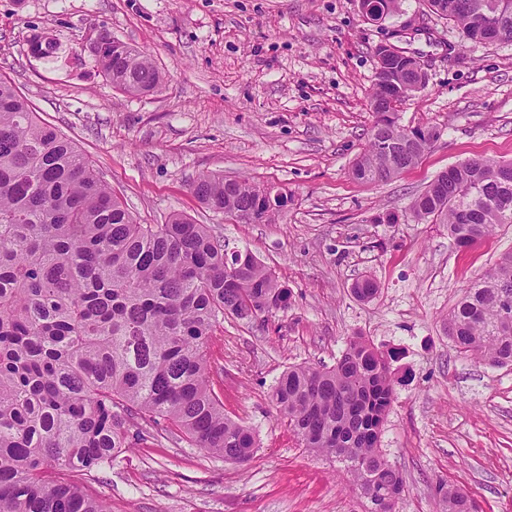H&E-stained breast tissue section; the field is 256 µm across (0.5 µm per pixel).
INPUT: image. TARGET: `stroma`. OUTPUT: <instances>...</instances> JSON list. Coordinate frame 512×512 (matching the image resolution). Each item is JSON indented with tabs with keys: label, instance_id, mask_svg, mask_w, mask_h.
<instances>
[{
	"label": "stroma",
	"instance_id": "stroma-1",
	"mask_svg": "<svg viewBox=\"0 0 512 512\" xmlns=\"http://www.w3.org/2000/svg\"><path fill=\"white\" fill-rule=\"evenodd\" d=\"M106 28L146 51L164 80L127 96L101 74L88 39ZM58 45L31 57L32 29ZM419 57L427 86L401 126L438 140L391 180L351 174L373 123L379 45ZM0 76L71 139L137 222L180 213L232 250H249L292 293L268 320L225 318L209 354L211 386L257 448L237 464L167 426L82 485L111 512H369L337 459L299 444L272 402L287 367L334 365L347 337L399 350L380 448L403 475L397 512H436L438 480L482 512H512V364L461 357L443 319L462 287L512 250V225L456 248L412 199L473 158L512 161V43L466 44L423 0L366 21L359 0H0ZM220 174L287 191L271 222L237 223L190 184ZM397 214L395 223L377 215ZM371 276L362 301L354 283Z\"/></svg>",
	"mask_w": 512,
	"mask_h": 512
}]
</instances>
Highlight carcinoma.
Here are the masks:
<instances>
[{
    "label": "carcinoma",
    "mask_w": 512,
    "mask_h": 512,
    "mask_svg": "<svg viewBox=\"0 0 512 512\" xmlns=\"http://www.w3.org/2000/svg\"><path fill=\"white\" fill-rule=\"evenodd\" d=\"M424 3L468 41L512 42V0ZM97 38L95 59L113 88L142 95L161 84L144 52L105 28ZM56 50L35 33L28 40L34 57ZM382 50L375 120L352 168L365 182L416 165L438 138L432 128L398 124L395 104L425 89L426 76L418 58ZM434 182L410 215L445 225L457 246L512 224L511 161L467 160ZM190 189L208 209L260 222L288 203L286 193L273 202L268 188L222 175H200ZM353 293L368 300L378 285L363 278ZM291 297L257 257L227 253L204 224L182 214L137 223L76 145L0 77V512H108L78 483L47 479V467L88 475L165 423L207 453L248 461L256 434L224 414L209 384L208 348L220 318L250 310L269 317ZM444 321L460 355L512 364V251L463 289ZM398 359L352 336L335 365H292L272 390L303 446L342 461L370 512H395L405 492L379 448ZM435 496L440 512H476L471 495L445 481Z\"/></svg>",
    "instance_id": "cac0c4a2"
}]
</instances>
